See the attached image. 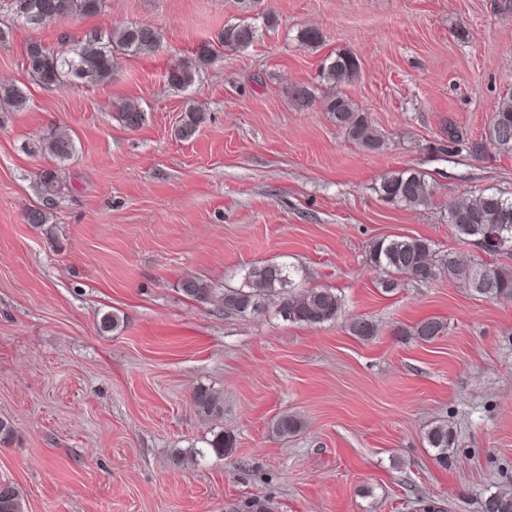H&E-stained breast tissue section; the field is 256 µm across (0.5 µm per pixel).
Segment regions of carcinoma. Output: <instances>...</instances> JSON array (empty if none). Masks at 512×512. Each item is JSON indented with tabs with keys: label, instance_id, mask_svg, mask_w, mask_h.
I'll use <instances>...</instances> for the list:
<instances>
[{
	"label": "carcinoma",
	"instance_id": "cac0c4a2",
	"mask_svg": "<svg viewBox=\"0 0 512 512\" xmlns=\"http://www.w3.org/2000/svg\"><path fill=\"white\" fill-rule=\"evenodd\" d=\"M105 0H8L10 12L17 20L36 27L49 18L75 19L102 10ZM40 21H35V18ZM258 37V28L251 23L227 25L221 35L226 46L247 47ZM160 43L158 30L144 23L119 26L106 34L91 32L79 41L66 43L54 53L44 44L32 39L25 45L23 64L28 73L44 88L64 83L101 84L112 79L119 54H149ZM214 56L212 44L198 46L193 57L180 60L167 71V83L176 89L192 85L200 68ZM358 57L339 51L320 73L324 85L323 108L354 143L366 151L377 152L384 144L381 133L374 128L367 113L351 99L344 87L360 76ZM294 101L308 107L315 100L313 88L307 84L293 87ZM0 99L20 110L26 106V93L14 84H0ZM144 112L134 101L128 102L120 112L121 122L130 129L141 125ZM204 114L189 108L177 128L181 140L192 138L202 123ZM485 139L503 153H512V94L504 96L495 106L488 123ZM43 148L59 161L69 159L75 151L71 134L62 128H53L43 138ZM378 193L385 201L405 207H425L433 197V190L425 175L416 169L405 168L381 178ZM448 223L462 241L476 245L480 254L458 251L442 252L432 241L412 236H394L376 241L370 249L367 262L387 275L381 287L392 292L400 279L417 283H431L439 278L456 281L474 294L490 301H512V269L500 259L512 256V194L474 191L471 197L448 208ZM298 271L280 263H264L247 270L242 284L226 288L221 295V307L227 313L248 315L262 311L273 302L277 313L285 320L299 325L317 326L338 318L342 310L341 298L326 288L305 289L296 282ZM182 292L197 301L207 302L215 293L204 281L184 279ZM446 323L436 317L416 324L412 335L421 342H430L444 333ZM352 335L369 340L376 335V326L364 318L349 322ZM193 404L204 418H217L223 412L220 396L201 388L194 393ZM302 427L295 415H284L274 421L273 432L286 437ZM428 447L435 451V460L448 464V448L455 442L448 423L439 422L426 435ZM243 512H276L272 499L251 496L240 499ZM483 512H512V490L498 489L482 501ZM0 512H24L23 497L11 483H0Z\"/></svg>",
	"mask_w": 512,
	"mask_h": 512
}]
</instances>
